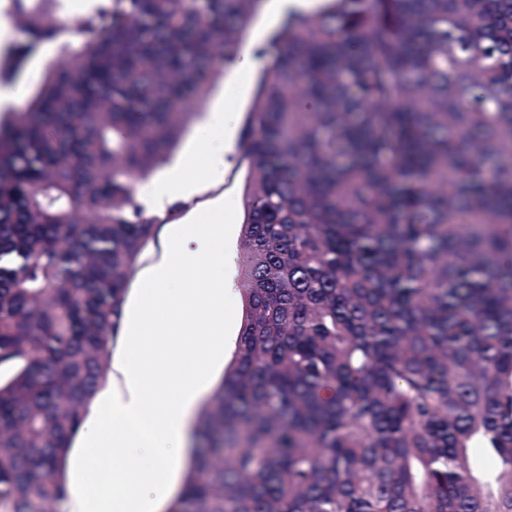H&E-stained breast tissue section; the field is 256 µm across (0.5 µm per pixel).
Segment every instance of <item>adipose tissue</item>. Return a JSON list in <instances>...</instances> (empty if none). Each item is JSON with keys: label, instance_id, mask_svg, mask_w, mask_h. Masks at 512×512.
Wrapping results in <instances>:
<instances>
[{"label": "adipose tissue", "instance_id": "adipose-tissue-1", "mask_svg": "<svg viewBox=\"0 0 512 512\" xmlns=\"http://www.w3.org/2000/svg\"><path fill=\"white\" fill-rule=\"evenodd\" d=\"M231 116L212 113L191 158L143 188L149 212L167 213L221 175ZM165 258L124 303L112 369L84 414L66 468V512H166L182 489L198 408L224 370V214L164 226Z\"/></svg>", "mask_w": 512, "mask_h": 512}]
</instances>
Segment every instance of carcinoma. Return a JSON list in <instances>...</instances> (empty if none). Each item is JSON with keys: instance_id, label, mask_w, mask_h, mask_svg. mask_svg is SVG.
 I'll list each match as a JSON object with an SVG mask.
<instances>
[{"instance_id": "obj_1", "label": "carcinoma", "mask_w": 512, "mask_h": 512, "mask_svg": "<svg viewBox=\"0 0 512 512\" xmlns=\"http://www.w3.org/2000/svg\"><path fill=\"white\" fill-rule=\"evenodd\" d=\"M21 8L0 114V512L66 459L166 163L266 0ZM239 133L245 315L168 512H512V0L287 9ZM38 52L27 65L24 77L18 82L8 84L19 89L20 102L14 110L24 105L30 93L42 82L48 68L53 64H57L62 58L61 45L59 42H54V49L49 54H43L42 48Z\"/></svg>"}]
</instances>
